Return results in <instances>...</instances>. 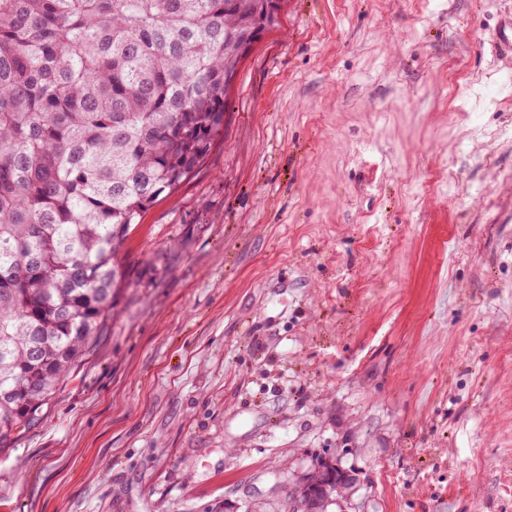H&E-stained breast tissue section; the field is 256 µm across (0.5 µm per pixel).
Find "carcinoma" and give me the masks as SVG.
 <instances>
[{"label":"carcinoma","mask_w":512,"mask_h":512,"mask_svg":"<svg viewBox=\"0 0 512 512\" xmlns=\"http://www.w3.org/2000/svg\"><path fill=\"white\" fill-rule=\"evenodd\" d=\"M264 0H0V443L37 419L126 286L141 214L224 132Z\"/></svg>","instance_id":"cac0c4a2"}]
</instances>
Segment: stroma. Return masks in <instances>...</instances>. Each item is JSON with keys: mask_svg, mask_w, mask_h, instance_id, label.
I'll use <instances>...</instances> for the list:
<instances>
[{"mask_svg": "<svg viewBox=\"0 0 512 512\" xmlns=\"http://www.w3.org/2000/svg\"><path fill=\"white\" fill-rule=\"evenodd\" d=\"M512 0H284L0 512H512ZM336 473V492L350 483L352 476L331 460L324 461L312 472L293 493L296 510L302 512H325L327 503L332 499L328 494H311L310 488H316L324 476Z\"/></svg>", "mask_w": 512, "mask_h": 512, "instance_id": "stroma-1", "label": "stroma"}]
</instances>
